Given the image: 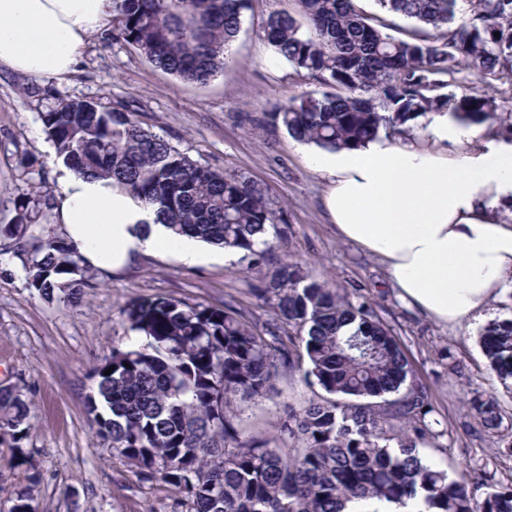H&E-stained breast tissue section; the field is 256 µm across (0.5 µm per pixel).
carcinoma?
<instances>
[{
	"label": "carcinoma",
	"mask_w": 512,
	"mask_h": 512,
	"mask_svg": "<svg viewBox=\"0 0 512 512\" xmlns=\"http://www.w3.org/2000/svg\"><path fill=\"white\" fill-rule=\"evenodd\" d=\"M247 0H112L103 40L134 47L163 71L205 83L224 70ZM415 21L421 34L401 39L371 22L356 0H299L302 20L271 14L263 33L274 51L326 86L347 94H307L269 113L292 137L334 151L399 134L432 112L466 126H488L512 139V110L473 86H512V0H377ZM306 24L309 33L301 32ZM500 36H495V33ZM63 164L78 175L112 181L154 211L176 236L264 258L255 238L277 231L264 190L178 151L142 126L135 113L93 101L62 100L40 115ZM28 287L46 300L68 289L78 303L92 287L79 276L70 242L30 235ZM269 307L260 319L237 307L162 295L140 298L122 314L135 340L112 346L92 369L87 413L112 440V455L143 484L171 493L169 512H512V489L476 498L489 485L478 466L456 478L424 460L433 430L429 386L416 378L403 346L366 300L353 301L292 262L252 289ZM489 369L512 378V319L481 334ZM317 390L288 412L280 433L301 443L281 448L246 432L234 401L270 398L280 369ZM112 370L106 374V370ZM489 432L499 431L496 398L474 391ZM29 404L0 389V430L21 465ZM30 485L9 512H37Z\"/></svg>",
	"instance_id": "1"
}]
</instances>
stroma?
Wrapping results in <instances>:
<instances>
[{"label":"stroma","instance_id":"1","mask_svg":"<svg viewBox=\"0 0 512 512\" xmlns=\"http://www.w3.org/2000/svg\"><path fill=\"white\" fill-rule=\"evenodd\" d=\"M298 0H248L241 31L223 71L208 83L180 80L134 48L88 37L76 70L66 78L32 77L0 68V224L15 222L19 205L36 214L45 235L63 237L55 214L61 173L43 131L42 112L59 100L83 99L137 112L140 121L211 169L242 175L267 191L288 226L272 252L288 256L309 276L329 281L351 299H371L399 337L422 381L431 387L445 435L423 452L440 467L461 473L486 464L496 487L512 486V391L488 369L480 345L483 325L452 326L409 308L397 296L382 263L337 236L320 199L326 178L308 162L310 144L266 122L278 104L323 92L307 71L279 57L261 32L274 12L297 14ZM14 239L0 237V385L29 403L21 442L38 472L39 512H147L161 492L143 488L129 466L112 456L84 399L90 370L131 337L121 311L154 295L220 305L235 299L257 309L252 284L273 265L236 258L184 264L175 253H147L107 273L88 268L93 286L77 305L45 301L28 288ZM495 395L505 420L500 434L485 433L471 404L473 391ZM312 392L298 377L281 375L272 399L236 403L251 433L279 434L288 408Z\"/></svg>","mask_w":512,"mask_h":512}]
</instances>
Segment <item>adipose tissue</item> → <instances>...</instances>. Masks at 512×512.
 I'll return each instance as SVG.
<instances>
[{
	"label": "adipose tissue",
	"instance_id": "adipose-tissue-1",
	"mask_svg": "<svg viewBox=\"0 0 512 512\" xmlns=\"http://www.w3.org/2000/svg\"><path fill=\"white\" fill-rule=\"evenodd\" d=\"M112 18V0H0V66L33 77L73 72L86 38ZM430 146L382 138L310 154L328 180L322 208L344 241L383 264L409 305L446 324L487 319L512 288V142L478 141L473 128L432 114ZM57 218L84 263L113 271L148 251L198 264L199 241L176 236L154 213L102 179L63 172Z\"/></svg>",
	"mask_w": 512,
	"mask_h": 512
}]
</instances>
